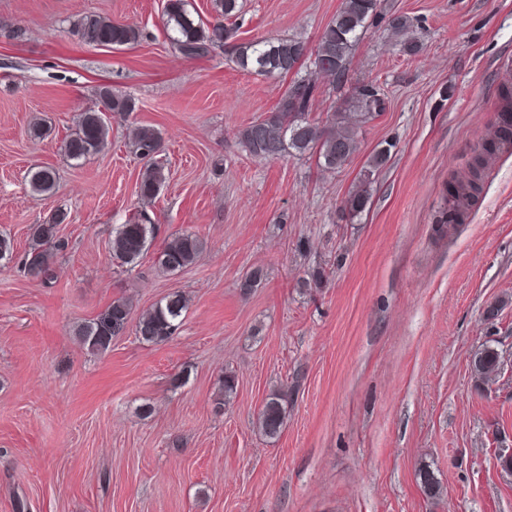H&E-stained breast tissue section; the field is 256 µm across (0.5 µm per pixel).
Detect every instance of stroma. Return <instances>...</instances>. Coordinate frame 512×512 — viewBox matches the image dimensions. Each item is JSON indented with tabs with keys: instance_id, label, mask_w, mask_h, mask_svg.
I'll return each instance as SVG.
<instances>
[{
	"instance_id": "1",
	"label": "stroma",
	"mask_w": 512,
	"mask_h": 512,
	"mask_svg": "<svg viewBox=\"0 0 512 512\" xmlns=\"http://www.w3.org/2000/svg\"><path fill=\"white\" fill-rule=\"evenodd\" d=\"M342 0H240L235 42L294 37L315 48ZM165 0H0V512H512V475L493 429L512 445V143L482 189L447 223L450 185L467 180L512 109V0H381L349 63L348 85L374 84L386 108L357 134L343 168L314 157H251L238 131L272 111L285 78L240 70L224 45L191 60L163 24ZM137 27L115 50L81 42L85 14ZM410 17L414 57L389 32ZM109 85L136 109L109 117L107 147L82 164L61 151L78 116ZM43 121L44 138L31 137ZM163 138L169 180L140 199L128 143ZM389 148L366 210L342 205L371 156ZM50 167L57 187L33 194ZM64 214L68 247L53 277L17 258L32 225ZM157 226L137 266L113 262L119 225ZM206 248L177 274L155 262L172 235ZM327 281L309 284L313 271ZM260 282L242 293L241 278ZM188 308L161 344L133 329L93 354L74 336L116 299L140 315L173 291ZM503 302L498 320L486 308ZM496 342L509 366L477 391L471 359ZM237 392L216 410L219 380ZM293 391L278 438L257 415L271 389ZM430 465L443 487L417 480ZM28 184L34 194L51 195L56 190V174L50 168L31 170L28 174Z\"/></svg>"
}]
</instances>
